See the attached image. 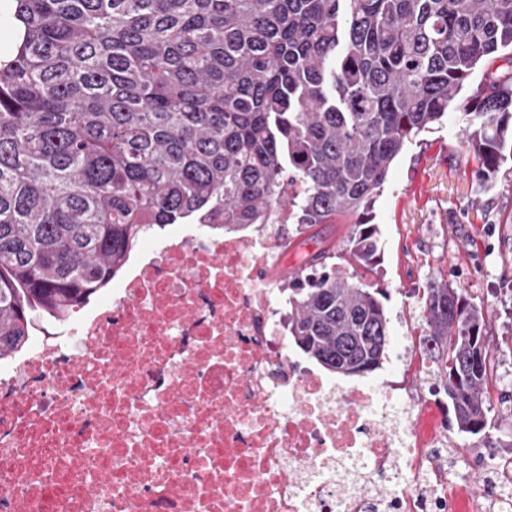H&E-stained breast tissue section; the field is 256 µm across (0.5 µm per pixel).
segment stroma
<instances>
[{"instance_id":"35a3bbf8","label":"stroma","mask_w":512,"mask_h":512,"mask_svg":"<svg viewBox=\"0 0 512 512\" xmlns=\"http://www.w3.org/2000/svg\"><path fill=\"white\" fill-rule=\"evenodd\" d=\"M483 81V73L475 72L442 122L421 132L392 163L369 213L379 229V265L367 270L351 262L345 245L351 219L338 218L330 233L336 264L385 290L390 337L421 333L419 291L431 280L453 282L482 307L491 338L486 434L458 435L444 394L426 393L424 407L450 425L451 445L436 450L435 466L447 469L456 485L490 490L497 469L485 440L500 441L502 454L512 453V418L504 400L512 395V160L503 163L488 190H479V164L462 138L467 104Z\"/></svg>"}]
</instances>
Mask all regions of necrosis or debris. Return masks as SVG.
<instances>
[{"label":"necrosis or debris","instance_id":"obj_1","mask_svg":"<svg viewBox=\"0 0 512 512\" xmlns=\"http://www.w3.org/2000/svg\"><path fill=\"white\" fill-rule=\"evenodd\" d=\"M287 222L144 239L97 303L0 359V512H512L432 468L448 437L416 409L419 337L358 385L298 358L275 277Z\"/></svg>","mask_w":512,"mask_h":512}]
</instances>
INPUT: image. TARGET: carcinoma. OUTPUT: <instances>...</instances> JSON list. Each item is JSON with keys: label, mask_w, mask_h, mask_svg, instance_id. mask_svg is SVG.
Here are the masks:
<instances>
[{"label": "carcinoma", "mask_w": 512, "mask_h": 512, "mask_svg": "<svg viewBox=\"0 0 512 512\" xmlns=\"http://www.w3.org/2000/svg\"><path fill=\"white\" fill-rule=\"evenodd\" d=\"M22 40L0 63V358L123 268L142 233L368 212L389 168L441 121L477 67L512 49V0H16ZM463 143L486 186L512 153V56L485 72ZM331 249L288 280V334L324 369L379 368L384 294ZM423 354L457 432L488 426L490 340L462 288L429 282Z\"/></svg>", "instance_id": "1"}]
</instances>
